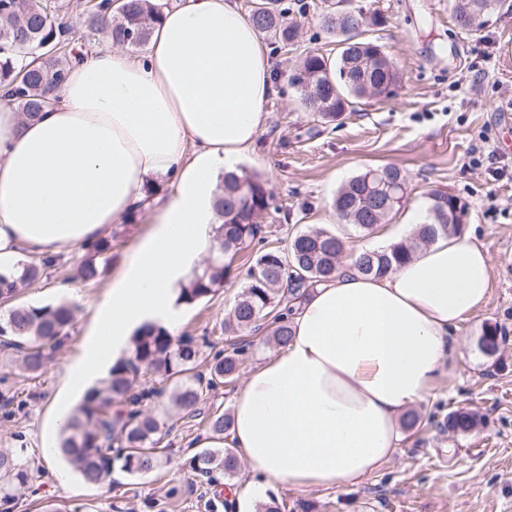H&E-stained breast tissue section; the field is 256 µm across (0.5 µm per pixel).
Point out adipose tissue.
<instances>
[{
	"mask_svg": "<svg viewBox=\"0 0 512 512\" xmlns=\"http://www.w3.org/2000/svg\"><path fill=\"white\" fill-rule=\"evenodd\" d=\"M275 91L268 49L237 0H183L148 53L112 49L73 64L57 102L22 120L0 86V271L26 253L65 257L140 214L147 226L98 302L69 367L80 393L146 325L177 331L180 288L211 255L218 177L254 150ZM172 193L147 201L144 186ZM482 243L439 236L404 265L367 276L347 257L300 302L281 352L249 372L231 439L261 479L307 493L360 483L399 450L407 412L454 353L453 329L485 306Z\"/></svg>",
	"mask_w": 512,
	"mask_h": 512,
	"instance_id": "obj_1",
	"label": "adipose tissue"
}]
</instances>
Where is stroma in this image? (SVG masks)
Returning a JSON list of instances; mask_svg holds the SVG:
<instances>
[{
  "instance_id": "stroma-1",
  "label": "stroma",
  "mask_w": 512,
  "mask_h": 512,
  "mask_svg": "<svg viewBox=\"0 0 512 512\" xmlns=\"http://www.w3.org/2000/svg\"><path fill=\"white\" fill-rule=\"evenodd\" d=\"M45 2L53 24L75 32L83 53L111 49L107 26L88 20L95 0ZM507 2L477 31L466 32L453 21V0H352L364 13L382 17V24L367 26L365 36L392 57L399 80L388 98L362 99L352 112L325 126L301 106L288 78L307 52L334 59L340 45L319 21L321 0H279L288 20L297 24L298 36L280 50L274 41L266 43L275 92L254 152L242 162L266 180L273 195L259 219L267 245L284 249L296 232L324 228L345 237L350 248L372 247L376 234L340 221L333 198L365 168L395 165L406 172L408 190L389 227L408 222L430 191H447L468 207L465 232L484 245L493 285L487 305L453 330L455 358L442 366L431 395L418 405L421 425L404 432L398 454L354 486L310 493L285 484L270 487L266 497L276 501L280 512H512V180H493L469 163L470 148L480 138L501 148L506 134L501 117L512 113V0ZM144 230L136 222L111 226L112 258L96 283L75 279L83 256L78 249L19 295L20 301L37 306L67 300L74 321L63 347L38 378H27L12 355L0 351V393L14 397L12 416L0 414V448L14 449L30 473L10 512H42L48 502L61 512H208L206 502L215 489L189 461L211 437L208 415L232 413L246 374L279 353V346L267 340L268 328L251 335L234 381L204 396L198 414L156 399L168 431L160 469L134 475L117 461L103 483L90 485L63 458L49 462L43 455L49 420L73 402L64 385L89 335L95 304ZM248 266L246 255L237 256L223 288L185 309L181 332L206 342L200 367L231 341L224 320ZM490 326L502 338L493 356L479 348ZM457 409L478 413L479 426L465 435L449 433L446 419ZM61 471L68 475L67 484L57 478Z\"/></svg>"
}]
</instances>
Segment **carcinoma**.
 <instances>
[{
    "mask_svg": "<svg viewBox=\"0 0 512 512\" xmlns=\"http://www.w3.org/2000/svg\"><path fill=\"white\" fill-rule=\"evenodd\" d=\"M277 0H257L250 11L256 29L288 46L296 37V25L277 9ZM500 0H456V25L473 31L485 23ZM94 17L111 21L113 41L140 48L149 41L151 30L162 15L156 0H99ZM320 21L326 31L339 38L342 51L335 60L308 52L292 71L290 82L300 92L303 107L310 108L314 120L330 125L357 101L386 97L398 81V73L388 62V54L363 38V28L382 23L367 19L360 10L349 13L337 8L335 0H322ZM69 46L63 31L50 20L43 0H0V85L13 87L23 118L34 120L47 105V91L59 90L69 64L80 61L75 49L69 61H59L57 53ZM368 168L343 184L334 199L339 218L364 232L379 224L403 206L407 175L398 167L383 168L385 180ZM273 196L266 182L241 168L224 173L216 211L221 220L216 240L219 253L226 257L251 248L262 232L258 218L267 211ZM468 211L455 196L435 190L428 196V223L417 231V239L428 243L436 236L460 234ZM345 240L326 229L297 232L288 247H268L256 252L246 271V280L233 308V326L238 332H253L257 323L271 318L272 334L284 344L291 336L290 316L296 301L311 288L330 281L336 274ZM112 251V241L103 239L93 246L78 268L82 281L99 279L104 266L98 258ZM414 253V245L402 242L390 250H365L355 266L365 274L381 277ZM55 260L22 266L17 273H0V301L8 302L32 285L54 266ZM230 265L217 258L202 273L194 275L183 288L182 300L193 305L224 287ZM73 323L71 307L16 305L0 315V348L17 353L20 367L36 378L54 359ZM502 337L489 327L480 339L481 350L497 352ZM201 345L192 337L172 336L162 326L147 325L132 337L129 355L112 365L101 387H92L69 418L59 441L63 457L89 484H100L112 472L118 458L132 474H148L162 464L157 445L166 434V423L151 411L154 398L163 389L153 385L134 388L147 374L171 383V398L183 411L195 413L202 398L219 386L233 381L243 349L232 347L213 356L207 371L197 370ZM477 416L466 410L448 413V430L467 434L477 425ZM192 468L210 484L218 475L234 477L238 459L230 448H205L191 458ZM28 471L18 458L0 451V502L12 501L13 492L28 482Z\"/></svg>",
    "mask_w": 512,
    "mask_h": 512,
    "instance_id": "obj_1",
    "label": "carcinoma"
}]
</instances>
